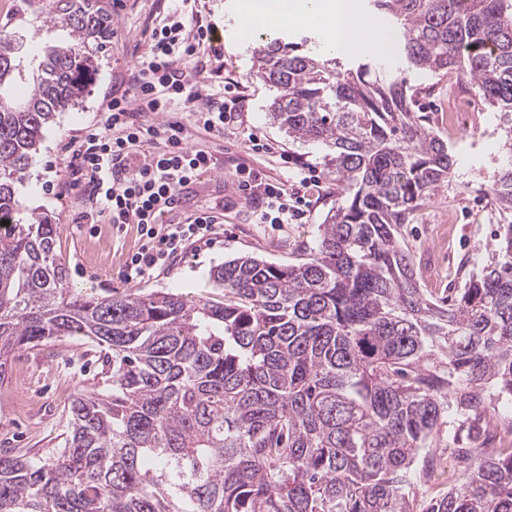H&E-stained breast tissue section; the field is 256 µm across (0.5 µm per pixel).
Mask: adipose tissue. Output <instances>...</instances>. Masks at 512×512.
Here are the masks:
<instances>
[{
	"instance_id": "obj_1",
	"label": "adipose tissue",
	"mask_w": 512,
	"mask_h": 512,
	"mask_svg": "<svg viewBox=\"0 0 512 512\" xmlns=\"http://www.w3.org/2000/svg\"><path fill=\"white\" fill-rule=\"evenodd\" d=\"M240 21L250 32L271 36L295 25L319 28L334 57L381 50L387 43L386 35L365 19L358 0H245Z\"/></svg>"
}]
</instances>
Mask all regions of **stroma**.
Here are the masks:
<instances>
[{
  "label": "stroma",
  "instance_id": "35a3bbf8",
  "mask_svg": "<svg viewBox=\"0 0 512 512\" xmlns=\"http://www.w3.org/2000/svg\"><path fill=\"white\" fill-rule=\"evenodd\" d=\"M47 0H0V30L26 27L29 44L50 42L68 45L61 28L44 21ZM112 14V42L90 94L75 108L58 113L44 133L39 161L26 174L19 188L23 211L49 216L59 224L55 251L64 264L72 287L142 294L162 288L221 300V291L211 288L210 270L224 261L254 254L276 263H288L310 253L317 229L336 202V187L323 180L319 195L312 197L309 211L298 224H263L251 203L235 195L230 181L238 164L260 171L270 179L296 181L301 165L318 166L323 151L314 144L289 141L284 130L273 124L268 107L276 95L256 78L255 50L260 37L236 44L237 18L233 0H199L187 26L211 27L220 34L221 56L207 57L205 64L215 79L232 84L238 99L240 120L226 126L223 136L193 132L190 146L211 152L218 167L211 177L182 190L180 205L166 221L181 224L202 210L221 213L223 222L211 244L190 246L172 266L139 282H127L125 262L140 239L136 225L113 232L108 224H80L79 212L88 210L89 197L65 193L53 195L52 186L71 178L67 143L82 140L87 128L100 120L109 94L123 90L136 58L135 49L146 48L152 30L175 7L173 0H100ZM403 76L417 89V114L426 116L430 127L443 136L453 156L448 181L441 185L416 214L414 223L403 225L401 240L418 259L417 280L426 294L450 296L458 287L464 269H481L494 233L503 218L495 208L491 189L512 164V147L504 129L484 135L494 125V113L481 99H474L467 128L449 131L445 115L464 96L458 77H438L409 68ZM260 138L269 151L253 152L250 137ZM292 165H284V157ZM105 387L101 362L92 343L82 338L61 337L42 345L13 352L0 380V453L38 458L60 450L69 422V402L81 390Z\"/></svg>",
  "mask_w": 512,
  "mask_h": 512
}]
</instances>
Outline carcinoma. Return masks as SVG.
<instances>
[{
    "label": "carcinoma",
    "instance_id": "cac0c4a2",
    "mask_svg": "<svg viewBox=\"0 0 512 512\" xmlns=\"http://www.w3.org/2000/svg\"><path fill=\"white\" fill-rule=\"evenodd\" d=\"M410 68L467 79L512 134V0H368ZM66 46L0 34V359L92 339L110 388L69 405L65 448L0 455V512H512V448H455L458 484L418 506L445 429L512 398V219L453 296H427L397 234L451 175L415 93L378 64L342 69L310 39L257 50L288 137L327 148L336 202L295 264L211 269L224 301L82 293L59 225L19 219L16 184L57 113L83 101L112 39L98 0H53ZM512 216V170L492 189Z\"/></svg>",
    "mask_w": 512,
    "mask_h": 512
}]
</instances>
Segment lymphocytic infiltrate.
I'll list each match as a JSON object with an SVG mask.
<instances>
[{"mask_svg": "<svg viewBox=\"0 0 512 512\" xmlns=\"http://www.w3.org/2000/svg\"><path fill=\"white\" fill-rule=\"evenodd\" d=\"M195 0H179L166 23L154 29L138 66L131 70L128 87L113 93L98 125L81 144H68L71 154L70 189L81 190L95 201L92 224L116 228L136 225L141 244L127 262L124 276L137 281L167 268L188 246L204 244L216 232L219 218L203 211L183 224H163L159 218L182 188L216 169L211 154L188 143L189 131L201 128L223 136L235 120V109L223 93L212 92L195 58L200 49L217 53L208 44V31H187L183 18ZM141 112L163 115L162 123L138 122ZM164 140L165 148L149 150V143ZM321 184L316 171L299 179L298 188L272 180L250 169H238L233 190L253 202L261 223L284 224L305 216V191Z\"/></svg>", "mask_w": 512, "mask_h": 512, "instance_id": "1", "label": "lymphocytic infiltrate"}]
</instances>
